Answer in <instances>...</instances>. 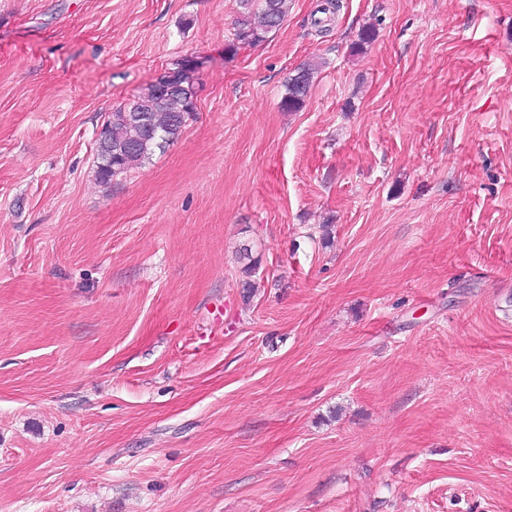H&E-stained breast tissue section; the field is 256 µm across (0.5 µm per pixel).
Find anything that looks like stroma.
<instances>
[{"label": "stroma", "mask_w": 512, "mask_h": 512, "mask_svg": "<svg viewBox=\"0 0 512 512\" xmlns=\"http://www.w3.org/2000/svg\"><path fill=\"white\" fill-rule=\"evenodd\" d=\"M341 2L0 0V512H512V0ZM238 15L227 53L262 41L266 35L281 25L288 12V0H238ZM320 65L319 62H308L290 74L285 85L286 93L281 101L283 109L293 112L302 107L311 87L313 75ZM178 72L168 71L155 83L163 89L179 86ZM150 84L132 102L120 104L103 124L97 139L96 178L109 184L164 150L181 135L195 111V78L187 77L180 88L161 92Z\"/></svg>", "instance_id": "1"}]
</instances>
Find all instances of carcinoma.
I'll return each mask as SVG.
<instances>
[{
    "label": "carcinoma",
    "instance_id": "carcinoma-1",
    "mask_svg": "<svg viewBox=\"0 0 512 512\" xmlns=\"http://www.w3.org/2000/svg\"><path fill=\"white\" fill-rule=\"evenodd\" d=\"M237 5L228 53L262 41L288 12V0H237ZM319 66L308 62L290 74L281 101L283 109L293 112L302 107ZM196 96L195 78L188 77L169 93L152 83L131 102L119 105L104 122L102 137L97 140V180L108 184L177 141L195 111Z\"/></svg>",
    "mask_w": 512,
    "mask_h": 512
}]
</instances>
